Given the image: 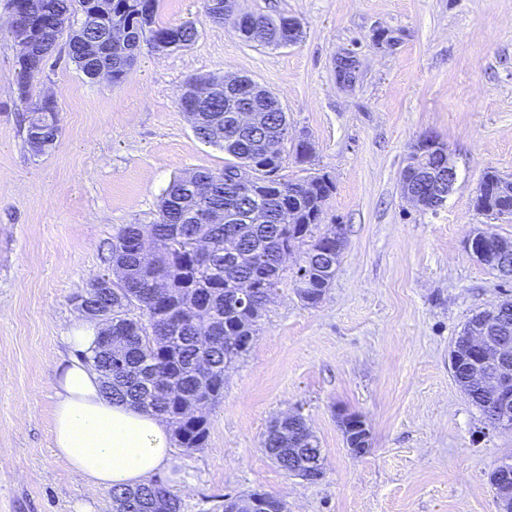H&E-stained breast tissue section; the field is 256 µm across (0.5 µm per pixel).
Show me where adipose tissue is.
<instances>
[{
  "instance_id": "1",
  "label": "adipose tissue",
  "mask_w": 512,
  "mask_h": 512,
  "mask_svg": "<svg viewBox=\"0 0 512 512\" xmlns=\"http://www.w3.org/2000/svg\"><path fill=\"white\" fill-rule=\"evenodd\" d=\"M99 331L87 321L71 325L63 341L76 354L58 364L53 380V452L93 491L147 483L171 459L166 421L107 399L99 373L82 360Z\"/></svg>"
}]
</instances>
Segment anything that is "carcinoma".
<instances>
[{
	"label": "carcinoma",
	"mask_w": 512,
	"mask_h": 512,
	"mask_svg": "<svg viewBox=\"0 0 512 512\" xmlns=\"http://www.w3.org/2000/svg\"><path fill=\"white\" fill-rule=\"evenodd\" d=\"M155 0H95V5L128 20L142 14L140 38L151 51L169 54L190 45L197 28L188 23L154 26ZM206 16L228 26L243 42L261 48H278L292 39L288 17L280 16L277 29H248L234 19L210 12ZM80 0H8L9 9L24 11L39 24L53 21L51 35L58 40L76 23ZM134 49L112 45V82L126 75L127 60ZM209 85L211 95L190 116L195 136L230 157L219 170L196 169L173 179L160 200L151 224H122L112 240L108 269L112 270V296L85 290L79 294L89 315L84 320H112V348L98 345L87 360L100 372L108 398L158 415L172 428L181 448L205 447L207 416L203 408L224 395V373L245 353L258 332V322L285 270L283 260L295 248L306 250L293 269L300 299L317 305L336 276L318 266L328 260L340 262L345 248L344 228L333 224L316 234L327 200L335 189L326 173L289 180L281 171L289 140L288 113L279 111L281 101L271 91L255 102L269 124L283 122L279 133L283 146L276 154L254 149L248 136L226 131L228 114L251 94L246 86L228 88L224 78L195 76L184 85ZM60 131L57 107L39 111L30 107L25 139L42 136L46 149L55 147ZM295 159L309 163L312 143L299 138L293 144ZM248 163L259 172L250 184V198L236 199L231 174ZM497 175L486 174L483 214L493 216L512 208V196L496 193ZM262 207L268 221H250V207ZM200 211L224 214V223L187 224L183 214ZM453 378L488 424L496 417L497 399L480 383L470 379L467 362L452 371ZM266 455L285 471L302 467L321 457L319 440L303 417L269 426L262 442ZM112 512H181L179 499L161 480H151L134 489H114ZM263 501L273 509L288 512L287 504L251 493L224 503V512H247Z\"/></svg>",
	"instance_id": "cac0c4a2"
}]
</instances>
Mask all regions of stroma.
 Here are the masks:
<instances>
[{
	"label": "stroma",
	"instance_id": "stroma-1",
	"mask_svg": "<svg viewBox=\"0 0 512 512\" xmlns=\"http://www.w3.org/2000/svg\"><path fill=\"white\" fill-rule=\"evenodd\" d=\"M238 11L297 18L298 42L252 47L205 15L202 0H157L155 22L193 23L196 40L167 55L142 49L121 82L88 79L58 46L28 100L13 85L15 51L0 0V512H112L53 452L52 381L80 314L72 295L104 272L119 225L149 224L174 177L224 166L180 105L192 75H244L282 102L311 163L328 173L324 225L346 247L322 302L305 305L284 275L249 350L208 410L205 448H174L160 473L181 512H223L224 497L260 491L288 512H498L489 483L512 459V429L488 426L454 382L450 353L472 314L512 297L471 259L475 228L512 239V221L476 214L484 172L512 177V0H237ZM353 53L354 85L335 62ZM51 94L55 148L33 156L23 117ZM433 133L457 167L437 212L405 200L410 145ZM300 410L317 435L324 476L309 483L263 451L270 421ZM362 415L371 450L351 455L338 411Z\"/></svg>",
	"mask_w": 512,
	"mask_h": 512
}]
</instances>
